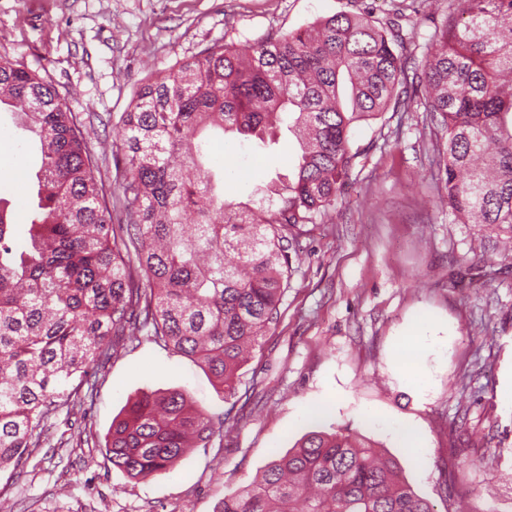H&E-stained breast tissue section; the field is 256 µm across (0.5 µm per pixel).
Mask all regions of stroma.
I'll return each mask as SVG.
<instances>
[{
	"mask_svg": "<svg viewBox=\"0 0 512 512\" xmlns=\"http://www.w3.org/2000/svg\"><path fill=\"white\" fill-rule=\"evenodd\" d=\"M393 16L391 0H0V55L36 71L80 115L110 204L118 202V122L139 87L214 43L244 48L336 13ZM418 112L388 111L353 130L362 151L356 182L328 217L307 225L292 262L281 320L241 371L255 387L245 419L146 481L113 467L104 438L127 401L145 390L188 389L211 413L220 390L190 357L140 335L79 389L85 404L52 415L48 441L21 479L0 472L13 512H215L316 426L363 435L387 452L405 481L452 512H512V269L477 279L472 229L453 224L434 189ZM295 139L259 154L213 140L224 197L249 203L287 169ZM26 134L0 119V200L24 224L36 197ZM425 336L426 384L396 356L400 336ZM406 421L423 455L386 430Z\"/></svg>",
	"mask_w": 512,
	"mask_h": 512,
	"instance_id": "1",
	"label": "stroma"
}]
</instances>
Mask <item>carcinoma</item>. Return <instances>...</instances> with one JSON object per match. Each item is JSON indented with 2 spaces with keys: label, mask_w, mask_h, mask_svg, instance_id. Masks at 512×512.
<instances>
[{
  "label": "carcinoma",
  "mask_w": 512,
  "mask_h": 512,
  "mask_svg": "<svg viewBox=\"0 0 512 512\" xmlns=\"http://www.w3.org/2000/svg\"><path fill=\"white\" fill-rule=\"evenodd\" d=\"M408 73L415 25L338 13L241 52L215 44L143 84L116 131L124 151L112 224L82 121L36 72L0 56V106L39 158L29 223L0 206V471L23 470L43 422L143 329L208 369L224 416L181 390L144 392L112 420L113 467L146 480L207 447L234 412L239 371L280 320L302 227L336 208L357 159L352 130L423 111L452 224L512 242V0H457ZM220 131L298 153L257 207L224 199L200 136ZM218 512H435L363 437L319 427Z\"/></svg>",
  "instance_id": "cac0c4a2"
}]
</instances>
